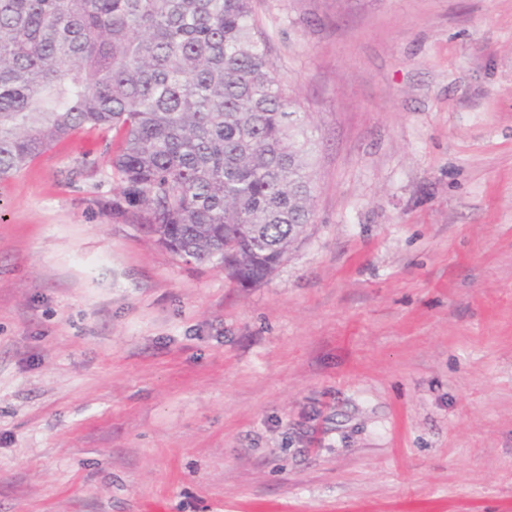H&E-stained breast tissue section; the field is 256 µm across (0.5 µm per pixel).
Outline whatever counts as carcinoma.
Masks as SVG:
<instances>
[{"mask_svg":"<svg viewBox=\"0 0 512 512\" xmlns=\"http://www.w3.org/2000/svg\"><path fill=\"white\" fill-rule=\"evenodd\" d=\"M308 127L252 0H0V181L112 130V210L242 287L312 223Z\"/></svg>","mask_w":512,"mask_h":512,"instance_id":"1","label":"carcinoma"}]
</instances>
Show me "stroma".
Returning a JSON list of instances; mask_svg holds the SVG:
<instances>
[{"mask_svg": "<svg viewBox=\"0 0 512 512\" xmlns=\"http://www.w3.org/2000/svg\"><path fill=\"white\" fill-rule=\"evenodd\" d=\"M313 222L264 282L0 181V512H512V0H253Z\"/></svg>", "mask_w": 512, "mask_h": 512, "instance_id": "1", "label": "stroma"}]
</instances>
